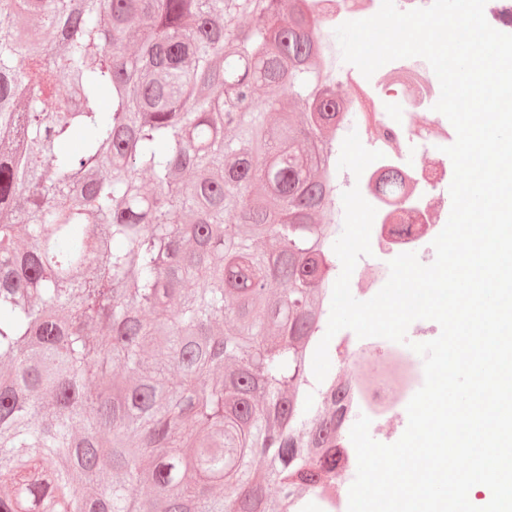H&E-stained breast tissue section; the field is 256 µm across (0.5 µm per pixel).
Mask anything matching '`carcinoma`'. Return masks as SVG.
Returning <instances> with one entry per match:
<instances>
[{
	"mask_svg": "<svg viewBox=\"0 0 512 512\" xmlns=\"http://www.w3.org/2000/svg\"><path fill=\"white\" fill-rule=\"evenodd\" d=\"M321 11L0 0V512H299L326 488Z\"/></svg>",
	"mask_w": 512,
	"mask_h": 512,
	"instance_id": "obj_1",
	"label": "carcinoma"
}]
</instances>
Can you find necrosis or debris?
Instances as JSON below:
<instances>
[{
  "mask_svg": "<svg viewBox=\"0 0 512 512\" xmlns=\"http://www.w3.org/2000/svg\"><path fill=\"white\" fill-rule=\"evenodd\" d=\"M334 91L343 105L337 139L355 131L367 149L382 154L361 177L345 170L335 173L337 192L359 188L377 210L371 230L372 253L361 257L358 264L371 270L379 288L389 277L390 256L413 252L421 263L434 260L432 242L442 230V219L430 201L448 193V157L430 138L431 133L446 131L444 115L434 109L440 93L432 68L418 57L391 61L369 78L354 65L337 62ZM408 148L431 152L432 163L421 169L409 167L404 156ZM386 174L409 178L411 190L401 203L376 190L377 179ZM344 343L343 365L362 362L371 374L364 379L350 373L343 379L347 391L338 409L341 450L337 456L343 468L356 456L350 440L356 419L367 415L377 429L402 417L424 383L423 360L407 346L354 334L346 335Z\"/></svg>",
  "mask_w": 512,
  "mask_h": 512,
  "instance_id": "1",
  "label": "necrosis or debris"
}]
</instances>
